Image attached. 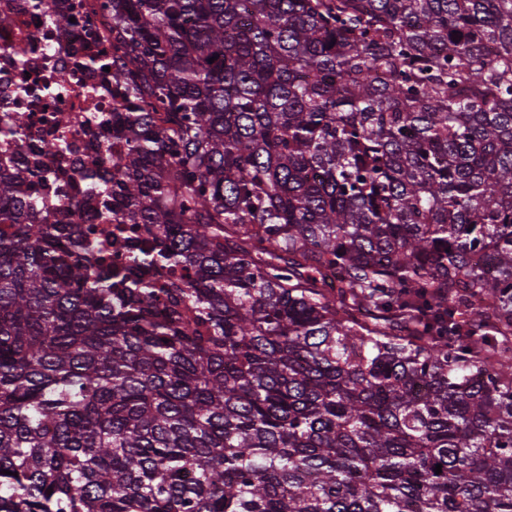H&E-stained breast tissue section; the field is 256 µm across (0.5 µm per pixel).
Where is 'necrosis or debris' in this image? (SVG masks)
I'll return each mask as SVG.
<instances>
[{"label": "necrosis or debris", "mask_w": 512, "mask_h": 512, "mask_svg": "<svg viewBox=\"0 0 512 512\" xmlns=\"http://www.w3.org/2000/svg\"><path fill=\"white\" fill-rule=\"evenodd\" d=\"M96 0H0V12L10 13L13 23L0 30V127L11 126L18 113L28 116L24 146L38 148L40 168L34 193L52 219L83 224L101 230V199L85 187L54 179L56 169L89 161L99 147H111V134L99 141L84 133L96 116L112 109V86L102 76L77 71L79 56L99 51L87 27L72 25L70 16L89 12ZM55 83L54 95L32 101L19 93L26 80ZM67 112L71 125L62 127L56 115Z\"/></svg>", "instance_id": "necrosis-or-debris-1"}]
</instances>
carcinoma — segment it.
I'll list each match as a JSON object with an SVG mask.
<instances>
[{"instance_id": "carcinoma-1", "label": "carcinoma", "mask_w": 512, "mask_h": 512, "mask_svg": "<svg viewBox=\"0 0 512 512\" xmlns=\"http://www.w3.org/2000/svg\"><path fill=\"white\" fill-rule=\"evenodd\" d=\"M101 11L144 236L0 165V512H512V0ZM140 224H122V234H119L117 241L113 242L112 237V266H124L128 263V245L131 240L140 236Z\"/></svg>"}]
</instances>
